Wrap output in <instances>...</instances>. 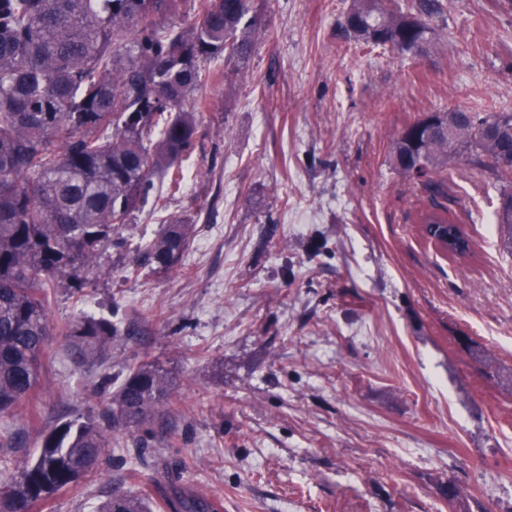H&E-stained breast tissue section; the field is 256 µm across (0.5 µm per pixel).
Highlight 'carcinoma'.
Masks as SVG:
<instances>
[{"instance_id": "1", "label": "carcinoma", "mask_w": 512, "mask_h": 512, "mask_svg": "<svg viewBox=\"0 0 512 512\" xmlns=\"http://www.w3.org/2000/svg\"><path fill=\"white\" fill-rule=\"evenodd\" d=\"M183 0H0V418L28 411L38 420L41 357L53 333L48 292L66 278L78 292L89 284L101 249L132 222L161 177L180 185L176 162L203 134L196 113L210 106L206 65L224 58V81L253 56L266 0H198L189 20ZM437 0L411 9L383 0H354L352 36L416 54L433 42L430 21ZM452 121L466 146L502 182L497 223L512 230V134L497 112L458 106L438 112ZM430 118L409 125L395 141L390 165L407 177L418 167L434 196H447L439 173L448 168V139L421 131ZM424 232L453 254L438 230L466 235L443 206L420 215ZM190 225L173 216L138 254L136 264L157 273L181 265ZM78 365L108 356L112 344L136 335L134 324L80 315L59 328ZM172 411V387L160 368L127 369L97 418L59 422L43 434L32 459L0 456V512H34L101 466L116 434L145 425L160 429ZM220 512V496L192 491L157 503L113 494L97 512Z\"/></svg>"}]
</instances>
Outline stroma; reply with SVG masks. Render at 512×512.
<instances>
[{"label": "stroma", "instance_id": "35a3bbf8", "mask_svg": "<svg viewBox=\"0 0 512 512\" xmlns=\"http://www.w3.org/2000/svg\"><path fill=\"white\" fill-rule=\"evenodd\" d=\"M351 3L268 0L235 83L214 66L181 191L151 193L84 298L53 281L52 325L114 311L142 332L86 366L53 336L41 419H12L6 456L97 414L102 376L130 367L169 372L174 412L142 431L144 455L125 439L44 512L187 489L224 512H512V238L493 173L465 153L444 173L472 243L458 258L418 222L422 184L390 165L424 113L512 114V6L440 0L414 57L349 37ZM171 216L193 226L182 265L135 269Z\"/></svg>", "mask_w": 512, "mask_h": 512}]
</instances>
